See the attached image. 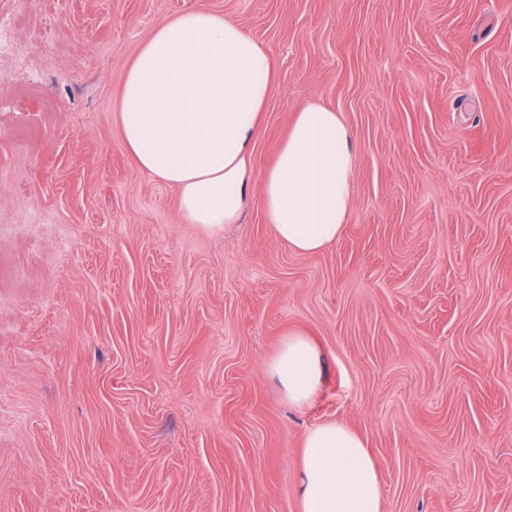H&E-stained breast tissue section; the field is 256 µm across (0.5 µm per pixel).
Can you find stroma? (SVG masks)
I'll return each mask as SVG.
<instances>
[{
  "label": "stroma",
  "instance_id": "stroma-1",
  "mask_svg": "<svg viewBox=\"0 0 512 512\" xmlns=\"http://www.w3.org/2000/svg\"><path fill=\"white\" fill-rule=\"evenodd\" d=\"M269 47L242 223L181 220L123 146L130 60L198 2ZM0 512H301L306 431L358 433L382 512H512V0H0ZM341 112L348 224L278 243L260 180ZM322 354L310 405L267 370ZM288 403L306 406L322 380V359L318 346L304 334L289 333L269 365Z\"/></svg>",
  "mask_w": 512,
  "mask_h": 512
}]
</instances>
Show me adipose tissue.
<instances>
[{"label": "adipose tissue", "instance_id": "obj_1", "mask_svg": "<svg viewBox=\"0 0 512 512\" xmlns=\"http://www.w3.org/2000/svg\"><path fill=\"white\" fill-rule=\"evenodd\" d=\"M273 83L266 45L203 4L158 25L134 55L116 122L137 165L176 189L186 223H241L257 179L251 147ZM355 164L341 113L319 104L297 113L260 178L275 238L301 253L332 245L351 213ZM269 371L289 404L304 407L321 384V352L305 335L287 334ZM303 448L301 512H382L381 474L358 434L321 423Z\"/></svg>", "mask_w": 512, "mask_h": 512}]
</instances>
